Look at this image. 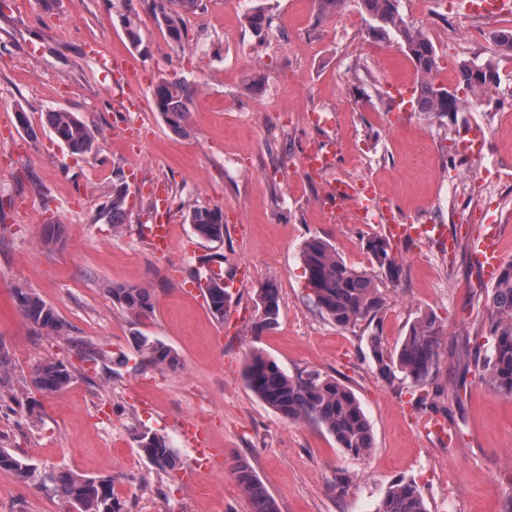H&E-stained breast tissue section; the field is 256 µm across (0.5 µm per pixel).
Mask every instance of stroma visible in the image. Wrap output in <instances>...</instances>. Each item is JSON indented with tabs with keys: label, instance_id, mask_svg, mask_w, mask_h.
Instances as JSON below:
<instances>
[{
	"label": "stroma",
	"instance_id": "35a3bbf8",
	"mask_svg": "<svg viewBox=\"0 0 512 512\" xmlns=\"http://www.w3.org/2000/svg\"><path fill=\"white\" fill-rule=\"evenodd\" d=\"M266 7L264 38L244 15ZM147 54L133 50L110 0H5L0 6V343L17 380L55 357L74 363L62 391L27 387L31 417L0 414V442L50 472L69 469L112 478L123 512H251L230 472L246 457L276 499L279 512H375L396 479L415 481L428 512H502L512 493V397L458 358L462 344L493 349L484 279L471 241L498 225L505 261L512 262V54L498 46L512 19L469 16L462 0H400L399 11L437 52L435 83L457 91L466 108L443 123L418 112L417 72L399 37L372 30L356 0L320 13L315 0H201L185 18L193 54L176 55L154 19L153 0H130ZM127 56L144 90L163 77L200 83L185 132L158 113L122 112L117 93L87 48ZM493 61L499 80L470 97L458 84L462 62ZM262 75L264 87L249 83ZM62 108L93 124L97 155H69L44 122ZM26 112L27 127L17 123ZM478 130L479 153L462 158L465 131ZM341 149L336 168L307 178L301 163L313 146ZM130 184L126 221L98 220L116 171ZM362 178L414 224H442L458 239L454 254L429 241L392 253L398 282L379 276L387 308L379 321L341 329L310 300L300 260L303 242L326 239L344 261L377 273L367 240L374 224L328 222L320 203L336 179ZM169 188L177 253L162 258L140 233L143 185ZM221 209L226 234L209 242L185 220L190 207ZM62 243L41 244L47 223ZM223 255L233 282L230 308L216 319L191 290L201 258ZM251 276L236 283L240 267ZM279 287L275 329L253 335L255 291L266 279ZM150 288L155 310L134 317L113 304L107 286ZM24 288L53 306L71 326L111 353L105 380L62 340L36 335L13 297ZM424 311L440 319L444 336L428 388L434 409L415 407L407 384L386 382L374 366L368 338L387 349L404 338ZM158 338L179 355L174 371L136 368L134 332ZM263 350L288 374L317 370L354 391L372 427L374 448L355 457L337 448L324 428L282 418L247 387V353ZM444 421L454 435L430 432ZM192 420L209 435L211 469L193 466L194 448L182 425ZM165 435L184 462L171 474L140 457L142 430ZM64 504L0 471V512H64Z\"/></svg>",
	"mask_w": 512,
	"mask_h": 512
}]
</instances>
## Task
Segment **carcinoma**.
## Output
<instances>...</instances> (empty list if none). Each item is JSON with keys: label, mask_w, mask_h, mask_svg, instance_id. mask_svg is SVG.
I'll use <instances>...</instances> for the list:
<instances>
[{"label": "carcinoma", "mask_w": 512, "mask_h": 512, "mask_svg": "<svg viewBox=\"0 0 512 512\" xmlns=\"http://www.w3.org/2000/svg\"><path fill=\"white\" fill-rule=\"evenodd\" d=\"M180 10H173L159 0L155 5V20L168 44L180 51L189 50L183 16L195 11L200 0H178ZM398 0H361L367 15L372 17V28L381 35L390 32L404 44L406 53L414 63L422 80L415 94L419 111L430 116H448L459 106L460 99L440 91L428 76L437 67L436 50L430 39L420 31L409 27L402 18ZM125 9L122 24L130 44L138 48L142 38L136 18L126 13L129 0H120ZM248 27L260 36L269 29L270 16L262 7H255L245 15ZM483 72H477L472 64L460 65V85L472 92H485L496 85L498 72L493 62L481 64ZM198 92V84L185 77L160 79L151 90L154 111L175 132L186 130L190 105ZM45 122L54 137L77 156L98 152L96 131L75 113L65 109H53L45 113ZM129 195V183L121 173L112 184V194L100 208L99 217L110 218L114 224L125 220V204ZM194 233L201 239L217 242L224 240V217L217 208H191L185 217ZM367 248L374 255L379 268L390 280L401 275V265L390 251L389 242L375 236L368 240ZM302 260L312 300L320 315L334 325L347 329L362 321L373 322L386 308V299L377 284L376 276L346 264L336 248L319 237L307 239L301 246ZM106 292L112 302L130 314L140 317L153 313L155 301L150 289L138 286L114 285ZM207 306L218 320H224L229 302V292L224 279L209 277ZM16 304L31 325L32 330L50 338L62 339L86 362L100 366L110 373L112 362L95 343L71 335V327L54 307L23 288L14 291ZM256 311L252 331L259 335L274 328L280 315L279 291L276 282L266 281L256 294ZM490 310L488 331L493 337L492 353L484 358L462 350L465 364L482 368L488 381L499 391L512 396V262L504 270L487 295ZM443 328L433 312L418 315L411 323L401 344L388 350L379 335L369 337L370 352L378 374L388 382L396 379L408 381L418 389L415 405L424 406L430 400L426 386L436 365L442 345ZM139 354L138 367L157 370H176L180 366L178 354L166 343L142 333L132 336ZM12 363L7 348L0 344V409L10 410L23 404L24 389L14 385ZM244 379L248 388L268 408L289 421H303L321 426L334 437L336 444L345 452L363 457L374 447L371 425L353 390L342 381L317 371L291 376L275 360L262 351L254 350L247 355ZM73 379L70 365L60 359H48L32 367V385L45 393H56L67 387ZM139 453L156 468L169 474L181 467V459L170 441L163 435L144 430L136 436ZM14 473L21 482L33 483L76 507L77 512H122L123 507L115 496L112 478L87 477L70 470L51 474L38 472L37 467L23 461L8 448L0 445V471ZM232 475L252 503V512H278L274 497L259 480L251 463L236 458ZM376 512H427L424 496L413 480L398 479L386 490Z\"/></svg>", "instance_id": "cac0c4a2"}]
</instances>
